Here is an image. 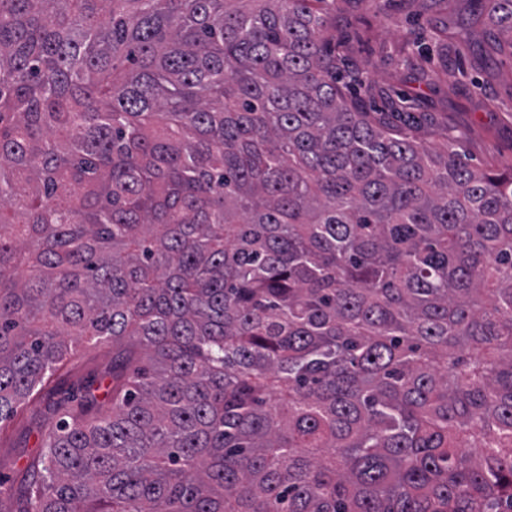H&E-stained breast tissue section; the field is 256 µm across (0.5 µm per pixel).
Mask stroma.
Here are the masks:
<instances>
[{"label": "stroma", "mask_w": 512, "mask_h": 512, "mask_svg": "<svg viewBox=\"0 0 512 512\" xmlns=\"http://www.w3.org/2000/svg\"><path fill=\"white\" fill-rule=\"evenodd\" d=\"M347 41L345 70L372 84L366 106L409 124L416 139L459 136L474 164L512 167V54L485 55L491 29L471 25L473 0H337ZM50 416L35 401L18 411L0 474L17 478L39 445L37 424Z\"/></svg>", "instance_id": "obj_1"}]
</instances>
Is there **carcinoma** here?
Masks as SVG:
<instances>
[{
	"mask_svg": "<svg viewBox=\"0 0 512 512\" xmlns=\"http://www.w3.org/2000/svg\"><path fill=\"white\" fill-rule=\"evenodd\" d=\"M333 3L0 0V446L79 390L0 512H512V168L354 104ZM81 351V356L75 360L74 364L81 373L89 370H103L112 362V344H85Z\"/></svg>",
	"mask_w": 512,
	"mask_h": 512,
	"instance_id": "cac0c4a2",
	"label": "carcinoma"
}]
</instances>
